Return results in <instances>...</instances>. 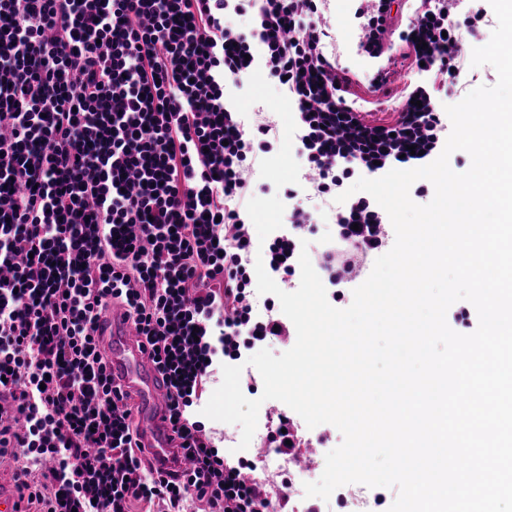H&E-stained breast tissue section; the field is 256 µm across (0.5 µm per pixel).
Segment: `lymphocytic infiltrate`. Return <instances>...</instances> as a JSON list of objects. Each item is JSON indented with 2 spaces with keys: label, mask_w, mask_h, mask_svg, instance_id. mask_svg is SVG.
I'll return each mask as SVG.
<instances>
[{
  "label": "lymphocytic infiltrate",
  "mask_w": 512,
  "mask_h": 512,
  "mask_svg": "<svg viewBox=\"0 0 512 512\" xmlns=\"http://www.w3.org/2000/svg\"><path fill=\"white\" fill-rule=\"evenodd\" d=\"M257 2L246 34L226 22L242 0H0V457L39 512H289L287 494L251 478L248 459L221 456L190 418L221 365L291 333L274 301L255 317L246 258L245 174L274 137L247 134L224 84L257 68L283 83L296 151L330 201L438 157L461 36L491 23L465 0H434L401 24L394 0H352L370 92L391 93L389 32L417 75L396 121L370 124L350 69L325 51L322 0ZM309 222L289 210L263 254L272 275L296 276ZM394 242L372 196L348 198L316 254L330 298L346 302ZM116 303L166 381L185 469L155 468L137 441L100 334Z\"/></svg>",
  "instance_id": "lymphocytic-infiltrate-1"
}]
</instances>
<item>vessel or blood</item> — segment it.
Masks as SVG:
<instances>
[{"instance_id":"vessel-or-blood-1","label":"vessel or blood","mask_w":512,"mask_h":512,"mask_svg":"<svg viewBox=\"0 0 512 512\" xmlns=\"http://www.w3.org/2000/svg\"><path fill=\"white\" fill-rule=\"evenodd\" d=\"M106 352L112 373L133 393L137 406L139 439L149 448L156 467L171 470L184 467L169 435L168 413L164 402L165 383L140 347L130 320L120 307H113L104 324Z\"/></svg>"}]
</instances>
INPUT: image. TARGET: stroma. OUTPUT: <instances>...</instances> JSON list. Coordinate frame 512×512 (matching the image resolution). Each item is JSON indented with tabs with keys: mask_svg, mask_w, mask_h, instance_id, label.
I'll return each mask as SVG.
<instances>
[{
	"mask_svg": "<svg viewBox=\"0 0 512 512\" xmlns=\"http://www.w3.org/2000/svg\"><path fill=\"white\" fill-rule=\"evenodd\" d=\"M349 10L348 0H327L324 9L326 49L335 53L337 60L353 71V91L357 95L364 119L373 124L394 122L397 118V99L405 95L406 87L414 80L415 74L409 60L403 57V47L394 45L391 66L394 70L392 88L396 98L384 105H375V96L368 89L367 68L354 51L360 31L351 23ZM471 42L470 36H463L460 60L465 79L462 84L449 90L442 99L443 104L459 103L472 89L481 85L491 86L497 81V73L493 67H472ZM225 99L241 112L248 133H255L257 126L269 124L278 138L272 151L261 157L248 176L251 196L268 198L283 194L285 189H295L296 204L312 216V224L305 237L310 245L319 244L334 230L337 206L317 198L305 179L294 141L296 108L285 88L257 71L242 83H226ZM341 441L340 431L330 424L304 429L303 441L296 450L295 460L302 464L315 465L317 470H324L326 453L337 447Z\"/></svg>",
	"mask_w": 512,
	"mask_h": 512,
	"instance_id": "stroma-1",
	"label": "stroma"
}]
</instances>
